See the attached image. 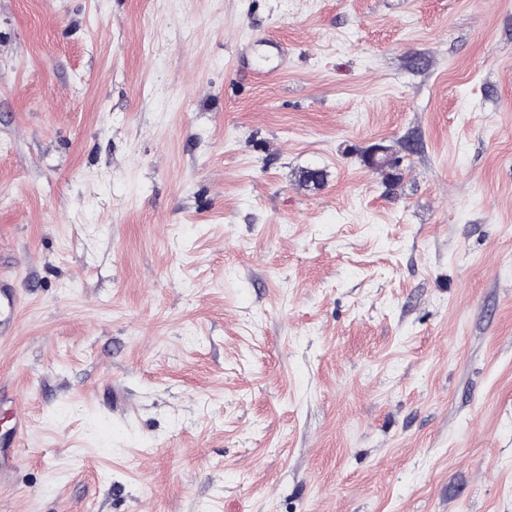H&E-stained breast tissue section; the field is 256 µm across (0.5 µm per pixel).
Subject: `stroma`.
<instances>
[{
  "label": "stroma",
  "mask_w": 512,
  "mask_h": 512,
  "mask_svg": "<svg viewBox=\"0 0 512 512\" xmlns=\"http://www.w3.org/2000/svg\"><path fill=\"white\" fill-rule=\"evenodd\" d=\"M2 278L0 512H512V0H0ZM18 308V296L15 288L0 281V335L4 336L6 326H9ZM13 425H12V432L13 437L11 440L3 441L2 446L3 448H0V482L4 481L6 479L5 475L9 468L12 466V464L5 468L4 460L5 458H11L12 460L15 459L18 456V447L19 441L21 437L24 434L27 420L24 417L22 413L19 411H15L13 414Z\"/></svg>",
  "instance_id": "1"
}]
</instances>
